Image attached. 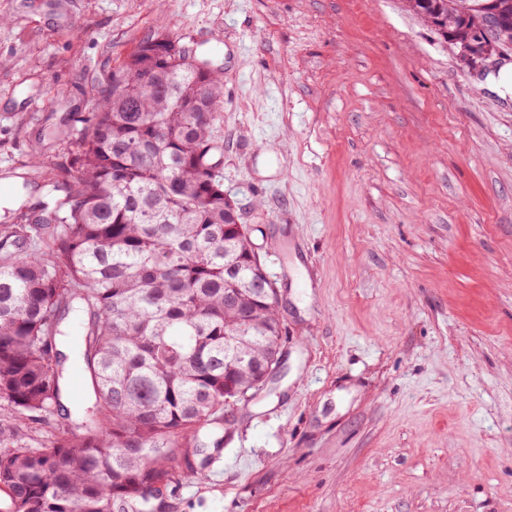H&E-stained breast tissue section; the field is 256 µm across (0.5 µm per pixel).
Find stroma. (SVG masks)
Listing matches in <instances>:
<instances>
[{
    "label": "stroma",
    "mask_w": 512,
    "mask_h": 512,
    "mask_svg": "<svg viewBox=\"0 0 512 512\" xmlns=\"http://www.w3.org/2000/svg\"><path fill=\"white\" fill-rule=\"evenodd\" d=\"M170 28L279 294L281 372L161 512H512V94L402 0H0V183ZM0 410V449L59 431Z\"/></svg>",
    "instance_id": "1"
}]
</instances>
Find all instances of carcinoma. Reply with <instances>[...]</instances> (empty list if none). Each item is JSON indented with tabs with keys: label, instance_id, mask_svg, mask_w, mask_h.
Here are the masks:
<instances>
[{
	"label": "carcinoma",
	"instance_id": "carcinoma-1",
	"mask_svg": "<svg viewBox=\"0 0 512 512\" xmlns=\"http://www.w3.org/2000/svg\"><path fill=\"white\" fill-rule=\"evenodd\" d=\"M461 48L512 0H404ZM142 41L79 116L70 167L50 199L0 226V400L35 416L61 405L66 313L93 402L40 450L0 452L6 512H133L157 487L199 475L200 430L259 389L279 355L275 292L224 194L215 129L224 74L197 73ZM47 226L23 251L29 225Z\"/></svg>",
	"mask_w": 512,
	"mask_h": 512
}]
</instances>
